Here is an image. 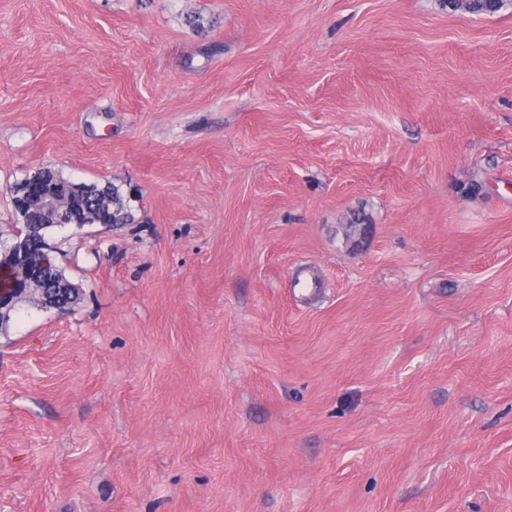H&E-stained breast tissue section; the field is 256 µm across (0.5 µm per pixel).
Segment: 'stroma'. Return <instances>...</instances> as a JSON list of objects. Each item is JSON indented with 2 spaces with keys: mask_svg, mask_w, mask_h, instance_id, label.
I'll use <instances>...</instances> for the list:
<instances>
[{
  "mask_svg": "<svg viewBox=\"0 0 512 512\" xmlns=\"http://www.w3.org/2000/svg\"><path fill=\"white\" fill-rule=\"evenodd\" d=\"M43 168L134 220L0 327V512H512V0H0V243ZM505 0H448L453 9L462 8L474 14H494L505 4Z\"/></svg>",
  "mask_w": 512,
  "mask_h": 512,
  "instance_id": "35a3bbf8",
  "label": "stroma"
}]
</instances>
